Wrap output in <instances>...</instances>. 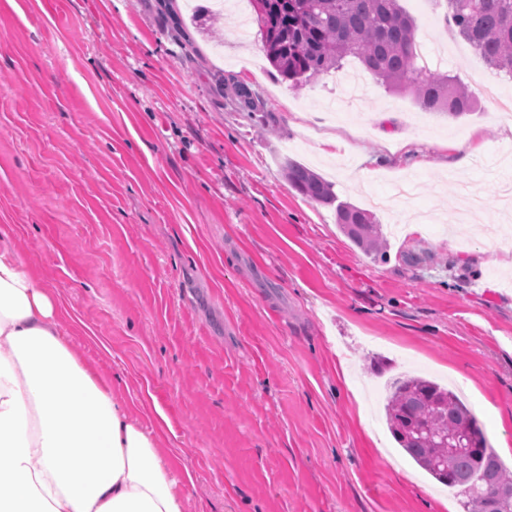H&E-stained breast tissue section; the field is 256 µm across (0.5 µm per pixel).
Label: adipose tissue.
<instances>
[{"label": "adipose tissue", "instance_id": "1", "mask_svg": "<svg viewBox=\"0 0 512 512\" xmlns=\"http://www.w3.org/2000/svg\"><path fill=\"white\" fill-rule=\"evenodd\" d=\"M0 512H184L158 439L69 349L60 303L2 241Z\"/></svg>", "mask_w": 512, "mask_h": 512}]
</instances>
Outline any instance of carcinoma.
I'll list each match as a JSON object with an SVG mask.
<instances>
[{
    "label": "carcinoma",
    "mask_w": 512,
    "mask_h": 512,
    "mask_svg": "<svg viewBox=\"0 0 512 512\" xmlns=\"http://www.w3.org/2000/svg\"><path fill=\"white\" fill-rule=\"evenodd\" d=\"M159 0L171 28L186 35L185 21ZM262 48L275 70L299 87L342 68L356 57L365 71L394 92H411L424 109L450 118L469 112L473 98L457 82L418 66L415 22L399 0H253ZM458 34L494 68L512 74V0H448ZM241 109H257L247 85L234 86ZM289 185L309 199L336 205V219L354 244L384 253L386 239L367 210L336 204L333 184L288 160ZM397 443L438 482L461 488L464 512H512V474L506 472L468 407L451 390L421 377L398 380L386 407Z\"/></svg>",
    "instance_id": "obj_1"
}]
</instances>
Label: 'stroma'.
Listing matches in <instances>:
<instances>
[{
    "label": "stroma",
    "instance_id": "35a3bbf8",
    "mask_svg": "<svg viewBox=\"0 0 512 512\" xmlns=\"http://www.w3.org/2000/svg\"><path fill=\"white\" fill-rule=\"evenodd\" d=\"M401 4L469 114L353 57L290 87L255 20L229 43V11L185 41L157 0H0V225L76 317L72 351L159 428L185 512H448L385 422L404 375L455 389L512 471V119L483 93L512 78L447 0ZM288 159L374 214L383 256L289 185Z\"/></svg>",
    "mask_w": 512,
    "mask_h": 512
}]
</instances>
